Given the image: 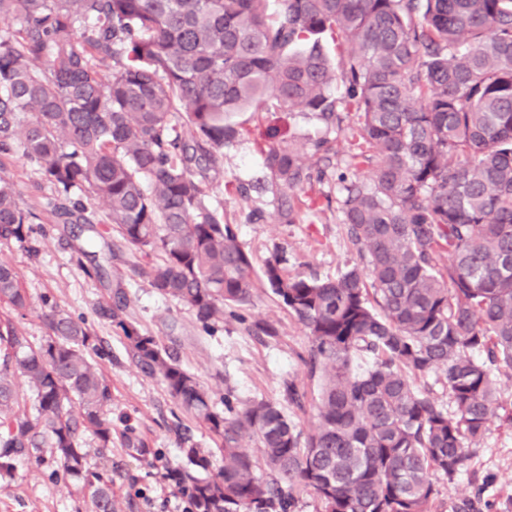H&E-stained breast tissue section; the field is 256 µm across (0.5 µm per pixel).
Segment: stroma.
I'll use <instances>...</instances> for the list:
<instances>
[{
  "mask_svg": "<svg viewBox=\"0 0 512 512\" xmlns=\"http://www.w3.org/2000/svg\"><path fill=\"white\" fill-rule=\"evenodd\" d=\"M243 134L224 150V162L209 169V194L224 210V218L239 227V239L262 273L275 251H282L289 273L337 277L358 260L349 243L342 215L327 203L335 195L333 173L348 158L347 130L329 129L312 115L259 111L237 116ZM280 137L302 139L328 136L336 156L324 168L327 177L293 194L297 215L284 224L276 216L277 199L256 183L262 168L260 150L268 127ZM0 173L16 184L22 206L41 216V235L25 242L0 245V261L13 264L21 284L31 297L25 314L0 305V319L14 323L31 341L46 334L40 298L53 295L70 313L83 317L108 351L97 362L112 385V490L117 512H182V498L167 479L170 468L183 464L181 434H188L203 452L214 451L211 437L174 404L164 386L133 359L120 328L100 319L98 305L123 299L129 316L142 334L155 337L179 357L209 389L216 407H223L226 392L239 402L270 400L281 404L288 417L302 427L313 422L319 380L309 376L303 362L310 348L304 329L288 313L269 288H260L245 310V321L225 318L212 332H203L193 313L182 304L157 294L147 282L131 273L130 252L114 241L109 225L88 231L83 224H64L45 209L49 189L37 171L21 157L7 159ZM111 240L116 253L106 280L89 277L77 266L81 249L93 233ZM271 324L275 335L257 330ZM304 389L302 405L287 403L284 381ZM134 429L150 453L130 454L124 439ZM437 497L432 512H453L460 499L481 491L480 512H512V423L493 421L467 470L454 480L437 476ZM90 496L68 480L53 477L48 469L28 461L15 464L12 478L0 479V512H89Z\"/></svg>",
  "mask_w": 512,
  "mask_h": 512,
  "instance_id": "stroma-1",
  "label": "stroma"
}]
</instances>
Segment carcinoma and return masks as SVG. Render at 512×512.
<instances>
[{"label": "carcinoma", "instance_id": "obj_1", "mask_svg": "<svg viewBox=\"0 0 512 512\" xmlns=\"http://www.w3.org/2000/svg\"><path fill=\"white\" fill-rule=\"evenodd\" d=\"M268 101L328 124L340 106L353 115L336 205L359 262L326 279L276 256L263 270L311 341L309 431L263 399L228 392L218 410L124 303L96 314L216 444L221 466L191 445L171 471L191 512H296L304 490L322 512H432L434 476L453 480L506 412L494 371H512V0H0V155L37 167L62 223L108 224L149 258L133 273L204 329L256 291L202 176L240 136L235 115ZM302 148L262 150L288 223L290 193L324 174ZM37 219L1 175L0 243L29 240ZM0 303L30 305L7 263ZM40 304L37 343L0 322V478L25 459L89 490L91 512H116L112 470L89 462L112 447V387L90 358L107 353L53 296ZM432 373L448 402L416 386Z\"/></svg>", "mask_w": 512, "mask_h": 512}]
</instances>
